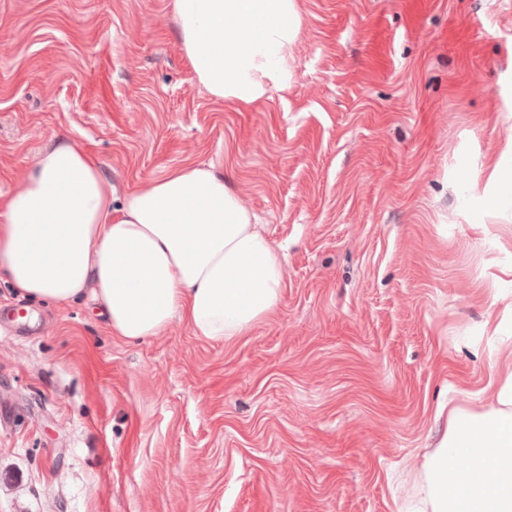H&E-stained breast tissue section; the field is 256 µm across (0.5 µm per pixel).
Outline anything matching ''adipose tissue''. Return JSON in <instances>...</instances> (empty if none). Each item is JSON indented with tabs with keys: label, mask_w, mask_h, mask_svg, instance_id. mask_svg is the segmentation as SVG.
<instances>
[{
	"label": "adipose tissue",
	"mask_w": 512,
	"mask_h": 512,
	"mask_svg": "<svg viewBox=\"0 0 512 512\" xmlns=\"http://www.w3.org/2000/svg\"><path fill=\"white\" fill-rule=\"evenodd\" d=\"M198 82L250 105L288 86L297 0H173ZM0 275L21 297L91 296L112 335H158L180 315L207 340L241 335L272 315L283 265L236 191L185 166L114 201L96 157L62 140L0 204ZM496 408L457 407L423 467L414 512H512V366L494 371Z\"/></svg>",
	"instance_id": "obj_1"
}]
</instances>
